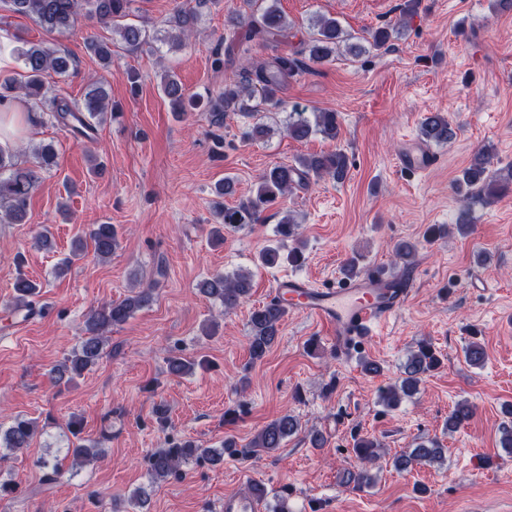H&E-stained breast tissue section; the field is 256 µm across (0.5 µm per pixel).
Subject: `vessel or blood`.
Returning a JSON list of instances; mask_svg holds the SVG:
<instances>
[{"label":"vessel or blood","mask_w":512,"mask_h":512,"mask_svg":"<svg viewBox=\"0 0 512 512\" xmlns=\"http://www.w3.org/2000/svg\"><path fill=\"white\" fill-rule=\"evenodd\" d=\"M437 162L436 155L414 141L399 154L397 168L416 175ZM272 292L275 300L288 310L304 313L326 328L341 356L406 307L413 294L402 275L380 267L321 286L296 275H282L276 279ZM223 512H263V506L256 496L228 494L224 497Z\"/></svg>","instance_id":"1"}]
</instances>
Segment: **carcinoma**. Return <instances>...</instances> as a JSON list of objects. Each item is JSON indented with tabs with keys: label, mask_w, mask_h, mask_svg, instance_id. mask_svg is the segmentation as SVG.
<instances>
[{
	"label": "carcinoma",
	"mask_w": 512,
	"mask_h": 512,
	"mask_svg": "<svg viewBox=\"0 0 512 512\" xmlns=\"http://www.w3.org/2000/svg\"><path fill=\"white\" fill-rule=\"evenodd\" d=\"M135 0H0V10L14 16L32 20L50 35L64 36L72 31L82 20H93L99 26L109 29L120 41L132 48L150 45L156 40L182 48L193 33L201 15V8L209 0H183L176 5L166 21L163 37L150 33L145 26L129 21L134 13ZM278 0H243L242 9L228 20V33L224 40L217 43L211 55V67L222 72L229 65L232 54L248 52L246 46L252 43H279L291 36L292 23L277 6ZM312 32L301 48L291 56H275L268 61L250 62L241 71L224 76V90L207 98L189 96L176 75L166 73L163 76L162 91L172 111L187 112V107L204 108L209 113L211 125L221 128L230 115H241L252 119L243 132L248 142L264 140L270 133V127L264 123L260 112L264 107L278 109L283 105L278 97L281 88L288 79L305 71L307 62L325 64L334 59L337 51L358 57L367 51L353 36L345 33L339 22L333 17L320 16L311 23ZM396 28H377L369 32V44L374 48L386 45ZM86 49L102 65L112 61V44L89 38ZM0 54L14 63L11 72H0V110L8 113L16 107L27 113V121L33 126L45 123L46 118L53 119L57 126L65 130L77 141H91L97 133V123L107 114L112 116L120 108L111 104L107 88L92 84L87 88L81 101H72L60 94H49L44 78L53 72L61 79L69 78L75 71L74 60L68 52L56 45L45 42L34 43L22 36L4 32L0 26ZM259 99L252 105L250 101ZM288 136L296 141H306L314 135L334 141L340 133L338 115L332 111L314 113L309 120L304 112L295 108L289 113L286 126ZM421 133L427 141L434 144H447L454 137L448 118L440 112H432L422 121ZM58 165V153L51 144H40L32 152V160L19 161V155L10 147L0 146V204H6L3 216L10 224H23L33 192L40 184L45 173ZM348 170L347 155L340 149L319 154L301 156L293 164H273L260 177L253 195L236 206L224 205V197L235 193V183L226 178L215 184L214 218L218 227L213 230V239L220 243L224 240L223 231L233 230L243 224H259L265 211L280 207L284 197L295 187L306 185L310 178L330 177L339 182L345 179ZM464 183L471 192L469 202L488 205L512 191V169L494 170L488 149L478 150L469 165L462 171ZM298 222L288 211L284 212L276 233L279 241L265 247L258 256V266L274 267L284 261L300 264L304 261L301 249L295 247L282 253L285 242L297 238ZM117 232L111 224H97L88 236L74 238L72 252L76 256L84 254L87 248H93V254L99 259L112 255L117 248ZM395 257L404 267H410L417 255V244L410 240H401L393 246ZM12 313L28 318L32 314V298L39 294L40 285L20 274L13 284ZM252 288L251 274L234 272L216 274L200 283V290L207 296L219 301L224 310L237 308L248 296ZM152 289L144 288L120 302L101 305L93 309L85 322V337L78 348L72 351L67 363L55 370L57 380L66 373L81 375L95 365L103 351L104 333L126 322L138 309L148 304ZM286 311L275 301L254 308L249 317L251 334L248 338V350L252 361L262 359L276 341L280 323ZM441 365L439 353L428 340H421L417 349L411 351L403 366L400 382L382 390L379 399L388 408L399 404L402 397L417 391L424 376ZM474 415V406L467 401L457 403L448 414V430L456 431L468 423ZM299 430V421L290 414L279 416L265 425L250 442L251 452L255 455L271 453L282 447L288 437ZM36 433V423L23 416L12 419L4 434L5 448L16 451L30 445ZM380 444L368 437L354 436L353 451L360 467L347 470L342 481L354 490H361L371 483L366 465L374 461L379 454ZM237 453L233 438L226 437L218 448H201L190 440L169 443L148 457V473L154 483L168 480L177 474L181 467L189 462H213L224 460V455ZM445 449L436 439L422 440L415 447L394 459L398 471H410L421 465H431L443 461Z\"/></svg>",
	"instance_id": "1"
}]
</instances>
